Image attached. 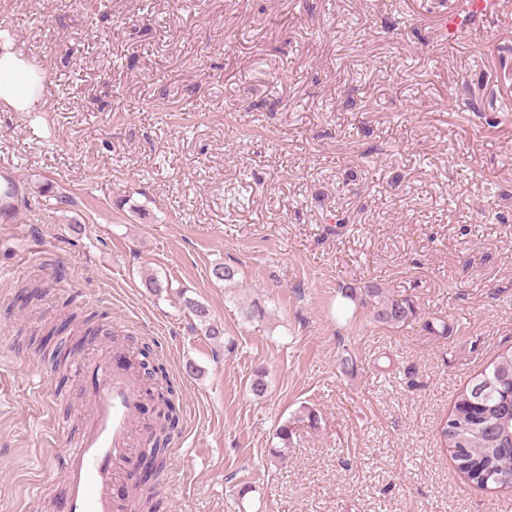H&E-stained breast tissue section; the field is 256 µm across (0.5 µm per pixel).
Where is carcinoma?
I'll list each match as a JSON object with an SVG mask.
<instances>
[{
    "label": "carcinoma",
    "mask_w": 512,
    "mask_h": 512,
    "mask_svg": "<svg viewBox=\"0 0 512 512\" xmlns=\"http://www.w3.org/2000/svg\"><path fill=\"white\" fill-rule=\"evenodd\" d=\"M364 293L361 303L371 306L373 319L378 323L399 325L414 315L408 301L387 296L377 285L366 286ZM183 304L204 327L206 335H222L206 306L189 297L183 298ZM75 319L76 315L70 314L42 335L41 350H47L49 341L67 330ZM159 402L157 421L146 438V447L156 469L161 470L165 445L180 422V411L170 387L159 397ZM292 425L287 420L276 428L279 447L272 449L271 456L280 461L288 457ZM440 438L442 446L450 450L457 469L472 485L482 489L512 488V352L498 355L458 393L453 409L444 420ZM134 496L140 512H154L151 488L137 487Z\"/></svg>",
    "instance_id": "carcinoma-1"
}]
</instances>
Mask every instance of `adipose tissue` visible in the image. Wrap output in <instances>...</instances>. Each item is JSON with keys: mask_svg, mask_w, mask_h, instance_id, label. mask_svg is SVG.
I'll list each match as a JSON object with an SVG mask.
<instances>
[{"mask_svg": "<svg viewBox=\"0 0 512 512\" xmlns=\"http://www.w3.org/2000/svg\"><path fill=\"white\" fill-rule=\"evenodd\" d=\"M44 79V72L21 59L12 50L7 32L0 30V103L15 112L32 111Z\"/></svg>", "mask_w": 512, "mask_h": 512, "instance_id": "obj_1", "label": "adipose tissue"}]
</instances>
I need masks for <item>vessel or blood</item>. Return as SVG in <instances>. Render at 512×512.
<instances>
[{
	"mask_svg": "<svg viewBox=\"0 0 512 512\" xmlns=\"http://www.w3.org/2000/svg\"><path fill=\"white\" fill-rule=\"evenodd\" d=\"M492 0H464L460 13L443 16V41H454L457 31L493 12ZM97 385L84 425L76 437L64 438L57 451L63 477L61 512H116L112 486L131 449L146 389L137 371L124 358L122 346H112L94 362Z\"/></svg>",
	"mask_w": 512,
	"mask_h": 512,
	"instance_id": "vessel-or-blood-1",
	"label": "vessel or blood"
}]
</instances>
